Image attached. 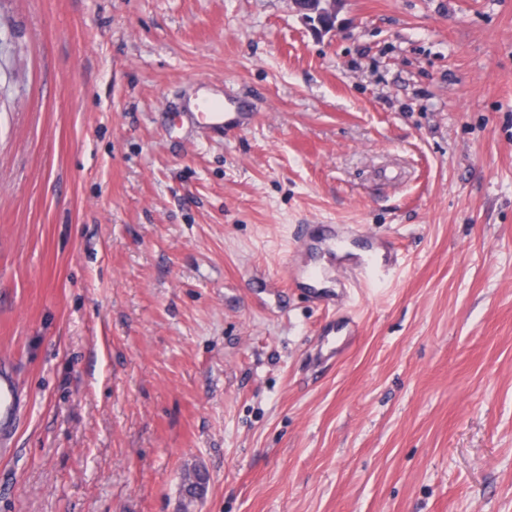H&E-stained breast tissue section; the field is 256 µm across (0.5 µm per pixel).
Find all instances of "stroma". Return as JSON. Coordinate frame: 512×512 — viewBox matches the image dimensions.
<instances>
[{"instance_id": "1", "label": "stroma", "mask_w": 512, "mask_h": 512, "mask_svg": "<svg viewBox=\"0 0 512 512\" xmlns=\"http://www.w3.org/2000/svg\"><path fill=\"white\" fill-rule=\"evenodd\" d=\"M336 11L0 0V512H512V0ZM200 79L256 123L170 135ZM317 220L399 260L332 357ZM297 12L313 26L311 20L314 19L316 27L315 30L320 32H330L336 29V1L335 0H294L293 1ZM314 13V18L310 14ZM329 19L335 21L331 23H320L319 19ZM338 224H301L300 235L294 239V245L288 254H285L284 285L288 288L289 284L293 288H302L310 300L318 306L328 305L333 301L336 306V277H332L329 272L320 264L308 263L303 260V256L314 249H326L329 252L336 253V249H343L350 236L345 231H336ZM328 279L334 283L335 296L329 294L330 288L325 286ZM24 401L18 380L13 372L0 370V452L11 450L15 427Z\"/></svg>"}]
</instances>
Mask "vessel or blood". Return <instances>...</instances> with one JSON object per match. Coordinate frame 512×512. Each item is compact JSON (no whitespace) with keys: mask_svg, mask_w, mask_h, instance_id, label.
I'll return each mask as SVG.
<instances>
[{"mask_svg":"<svg viewBox=\"0 0 512 512\" xmlns=\"http://www.w3.org/2000/svg\"><path fill=\"white\" fill-rule=\"evenodd\" d=\"M211 83L201 80L193 98L183 99L176 114L174 128L184 136L201 134L221 137L249 128L254 115L249 110L248 98L240 93H212ZM350 236L337 230L332 224H304L294 245L284 259L285 278L290 285L303 289L316 305L329 303L331 297L326 283L329 272L319 264L305 262L309 251L323 249L330 252L344 248ZM396 266V254L379 249L375 236H367L366 242L347 268L341 281L338 299L349 296L351 289L383 279ZM24 401L18 380L13 372L0 370V450L10 451L15 427Z\"/></svg>","mask_w":512,"mask_h":512,"instance_id":"obj_1","label":"vessel or blood"}]
</instances>
